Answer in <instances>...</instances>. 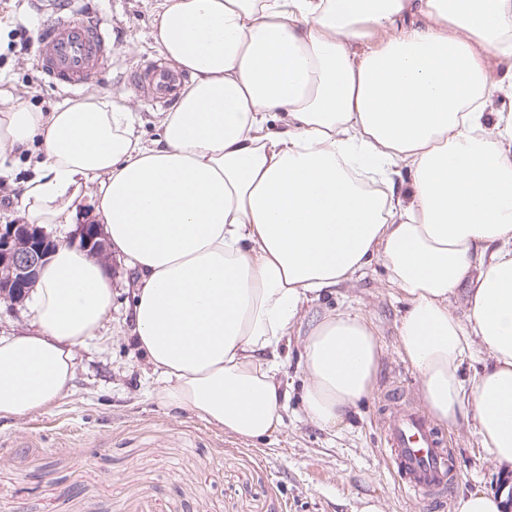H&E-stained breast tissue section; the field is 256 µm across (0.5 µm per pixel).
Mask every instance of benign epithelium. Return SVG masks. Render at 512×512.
Wrapping results in <instances>:
<instances>
[{"mask_svg":"<svg viewBox=\"0 0 512 512\" xmlns=\"http://www.w3.org/2000/svg\"><path fill=\"white\" fill-rule=\"evenodd\" d=\"M74 244L93 258H100L107 248L98 224H81ZM56 248L44 230L26 222L0 227V296L22 302L35 286L38 269Z\"/></svg>","mask_w":512,"mask_h":512,"instance_id":"benign-epithelium-1","label":"benign epithelium"}]
</instances>
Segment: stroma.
<instances>
[{
	"mask_svg": "<svg viewBox=\"0 0 512 512\" xmlns=\"http://www.w3.org/2000/svg\"><path fill=\"white\" fill-rule=\"evenodd\" d=\"M111 17L116 49L103 79L70 96L36 67L45 15L30 0H0V96L43 112L89 97L111 99L144 118L152 141V107L128 82L147 60H159L150 32L159 0H90ZM28 38L29 49L19 47ZM33 175L24 156L0 168V225L24 221L19 197ZM112 319L101 338L76 355L77 377L60 404L18 422L0 421V512H357L382 501L384 512H453L470 491L497 492L505 475L470 421L443 426L458 478L438 500L404 494L381 458L382 424L392 407L422 404L420 379L402 357L398 326L405 307L382 261L336 286L327 308H353L372 324L382 346L372 391L335 429L312 423L300 402L303 377L291 346L280 377L289 392L278 431L244 440L187 412H171L150 392L156 376L129 336L135 280L118 254L106 263Z\"/></svg>",
	"mask_w": 512,
	"mask_h": 512,
	"instance_id": "stroma-1",
	"label": "stroma"
}]
</instances>
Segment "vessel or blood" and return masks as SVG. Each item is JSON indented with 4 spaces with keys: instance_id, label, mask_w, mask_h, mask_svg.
<instances>
[{
    "instance_id": "b4317fda",
    "label": "vessel or blood",
    "mask_w": 512,
    "mask_h": 512,
    "mask_svg": "<svg viewBox=\"0 0 512 512\" xmlns=\"http://www.w3.org/2000/svg\"><path fill=\"white\" fill-rule=\"evenodd\" d=\"M42 38L39 67L55 87L69 94L99 83L112 58L109 24L101 18L76 12L55 14ZM181 81V76L156 62L147 63L132 78L144 98L161 108L173 103ZM383 433V455L408 493L427 498L447 493L457 477L455 461L442 433L423 409L396 407Z\"/></svg>"
}]
</instances>
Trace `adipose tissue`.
<instances>
[{
  "mask_svg": "<svg viewBox=\"0 0 512 512\" xmlns=\"http://www.w3.org/2000/svg\"><path fill=\"white\" fill-rule=\"evenodd\" d=\"M153 39L190 81L151 143L108 99L5 100L0 159L38 150L31 223L104 224L137 277L130 336L156 403L270 436L301 329L303 408L336 427L370 395L381 347L360 313L313 308L379 260L405 296L399 346L429 412L473 416L512 466V111L492 109L512 85L487 67L512 64V0H161ZM29 311L26 333L0 336L4 421L68 396L112 286L62 241Z\"/></svg>",
  "mask_w": 512,
  "mask_h": 512,
  "instance_id": "ef3b65f1",
  "label": "adipose tissue"
}]
</instances>
